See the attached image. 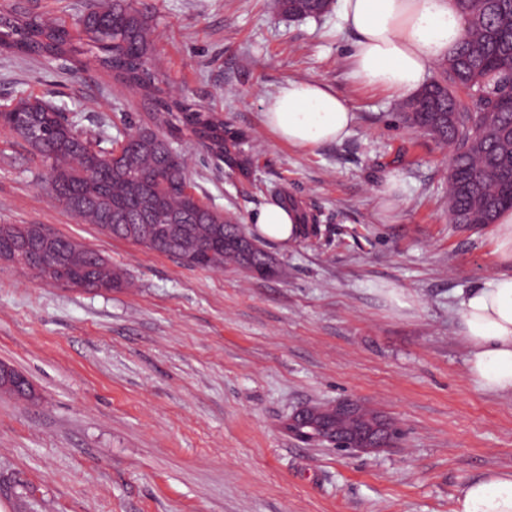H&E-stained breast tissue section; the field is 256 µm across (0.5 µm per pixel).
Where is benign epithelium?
Returning <instances> with one entry per match:
<instances>
[{
  "mask_svg": "<svg viewBox=\"0 0 512 512\" xmlns=\"http://www.w3.org/2000/svg\"><path fill=\"white\" fill-rule=\"evenodd\" d=\"M288 433L299 441L363 451L387 446L396 431L363 416L357 403L343 400L327 407L300 408L288 418Z\"/></svg>",
  "mask_w": 512,
  "mask_h": 512,
  "instance_id": "benign-epithelium-1",
  "label": "benign epithelium"
}]
</instances>
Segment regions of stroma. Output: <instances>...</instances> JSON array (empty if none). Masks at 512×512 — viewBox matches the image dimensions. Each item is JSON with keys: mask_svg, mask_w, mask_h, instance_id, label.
Instances as JSON below:
<instances>
[{"mask_svg": "<svg viewBox=\"0 0 512 512\" xmlns=\"http://www.w3.org/2000/svg\"><path fill=\"white\" fill-rule=\"evenodd\" d=\"M272 3L137 0L168 90L245 138L243 172L183 142L194 194L244 226L276 190L319 214L320 238L266 243L279 275L190 268L84 223L0 128V224L70 238L126 281L64 288L0 260V363L35 392L0 393V512H452L466 481L512 470V395L472 382L456 327L460 292L502 267L488 228L449 221L447 147L401 122V99L351 80L340 0L317 19ZM290 80L347 99L351 133L281 142L263 112ZM27 96L108 149L148 118L97 65L0 54V106ZM393 287L406 306L387 299ZM342 399L399 439L350 452L285 429L300 407Z\"/></svg>", "mask_w": 512, "mask_h": 512, "instance_id": "obj_1", "label": "stroma"}]
</instances>
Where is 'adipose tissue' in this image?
Instances as JSON below:
<instances>
[{
  "label": "adipose tissue",
  "mask_w": 512,
  "mask_h": 512,
  "mask_svg": "<svg viewBox=\"0 0 512 512\" xmlns=\"http://www.w3.org/2000/svg\"><path fill=\"white\" fill-rule=\"evenodd\" d=\"M340 18L354 35L352 80L394 95H412L465 35L456 0H341ZM264 121L279 140L315 147L342 140L356 121L353 107L324 82L290 81L272 96ZM250 224L260 237L288 243L299 231L294 212L273 204ZM459 332L468 347L469 377L488 393L512 394V275L492 276L459 302ZM452 512H512V471L468 481Z\"/></svg>",
  "instance_id": "1"
}]
</instances>
